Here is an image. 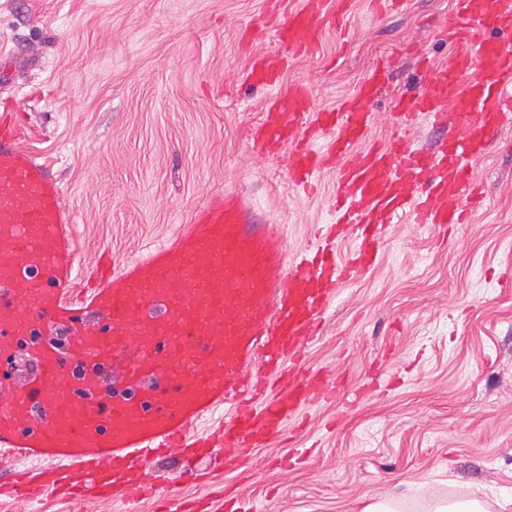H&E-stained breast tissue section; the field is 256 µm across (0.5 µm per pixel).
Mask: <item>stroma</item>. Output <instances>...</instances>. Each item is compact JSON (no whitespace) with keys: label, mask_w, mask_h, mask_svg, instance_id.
<instances>
[{"label":"stroma","mask_w":512,"mask_h":512,"mask_svg":"<svg viewBox=\"0 0 512 512\" xmlns=\"http://www.w3.org/2000/svg\"><path fill=\"white\" fill-rule=\"evenodd\" d=\"M450 2L375 15L357 0L314 54L289 60L280 91L306 85L311 111L330 110L386 61L370 140L436 147L446 132H402L390 114L420 90L418 52L447 60L436 27ZM281 11L273 0H0V118L52 161L83 270L103 251L146 252L213 191L246 193L292 255L332 223L334 172L303 195L286 159L251 141L269 93L241 77L255 51L274 50L257 24ZM473 170L487 200L471 223L447 237L393 225L375 265L331 301L305 367L336 383V399H312L282 438L250 449L247 470L214 482L160 461L178 496L227 487L253 512H365L382 500L512 512V127ZM357 387L363 398L348 404Z\"/></svg>","instance_id":"35a3bbf8"}]
</instances>
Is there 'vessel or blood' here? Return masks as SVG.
<instances>
[{"label": "vessel or blood", "instance_id": "1", "mask_svg": "<svg viewBox=\"0 0 512 512\" xmlns=\"http://www.w3.org/2000/svg\"><path fill=\"white\" fill-rule=\"evenodd\" d=\"M354 0H300L272 31L279 46L251 58L244 81L273 87L283 56L313 52ZM512 0H453L438 29L454 51L422 59V90L400 98L402 128L426 119L453 127L437 152L395 139L367 143L369 109L384 81L372 68L334 109L312 112L295 88L275 95L252 138L261 154L287 155L288 178L313 190L334 171L336 221L289 256L274 225L246 196L213 194L176 235L115 264L92 284L80 275L73 220L50 166L0 123V497L44 493L202 512L169 493L159 459L201 471L239 465L281 434L311 393L336 394L300 376L339 284L368 270L394 220L448 232L480 206L471 162L512 116ZM353 236L349 258L332 246ZM23 470L9 472V465Z\"/></svg>", "mask_w": 512, "mask_h": 512}]
</instances>
